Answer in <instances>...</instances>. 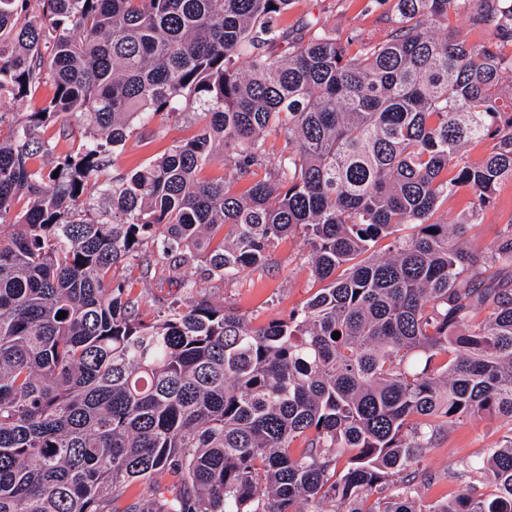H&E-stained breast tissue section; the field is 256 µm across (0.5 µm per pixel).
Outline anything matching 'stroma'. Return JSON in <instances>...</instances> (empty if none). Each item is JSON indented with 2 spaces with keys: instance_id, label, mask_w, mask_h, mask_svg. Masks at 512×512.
I'll list each match as a JSON object with an SVG mask.
<instances>
[{
  "instance_id": "obj_1",
  "label": "stroma",
  "mask_w": 512,
  "mask_h": 512,
  "mask_svg": "<svg viewBox=\"0 0 512 512\" xmlns=\"http://www.w3.org/2000/svg\"><path fill=\"white\" fill-rule=\"evenodd\" d=\"M393 6V0H294L282 22L297 37L306 35V22L315 19L339 42H346L354 34L378 40L388 30ZM194 121V113L187 108L138 127L109 168V175L125 174L160 157L172 144L191 137ZM472 202L468 191H459L439 214L449 224L476 214V224L466 234V245L485 253L500 230L512 223V180L497 184L492 200L481 210H473ZM124 277L133 294L141 299L144 319L153 317L159 300L170 302L178 297L176 289L163 286L160 276L143 274L140 268L126 271ZM319 287L311 274L308 245L300 235L292 234L276 242L266 267L248 269L225 281H200L194 296L235 308L254 323L264 324L304 306ZM511 437L512 422L493 415L465 419L442 431L424 462L429 478L420 484L423 504L462 493L469 482L463 473L465 461Z\"/></svg>"
}]
</instances>
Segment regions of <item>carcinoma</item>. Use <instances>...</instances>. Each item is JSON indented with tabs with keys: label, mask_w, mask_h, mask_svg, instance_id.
I'll list each match as a JSON object with an SVG mask.
<instances>
[{
	"label": "carcinoma",
	"mask_w": 512,
	"mask_h": 512,
	"mask_svg": "<svg viewBox=\"0 0 512 512\" xmlns=\"http://www.w3.org/2000/svg\"><path fill=\"white\" fill-rule=\"evenodd\" d=\"M292 3L0 0V100L54 86L0 126V512H512V438L466 463L471 490L417 491L439 429L512 421V277L485 276L512 274V224L474 255L473 217L437 216L512 179V0H396L381 40L345 44L292 37ZM451 13L492 37L428 33ZM182 104L194 134L109 177ZM65 116L80 146L47 171ZM272 132L288 153L258 179ZM219 157L227 178L201 179ZM296 232L324 286L288 318L193 300ZM145 260L188 298L149 322L116 276ZM473 198L467 190H461L450 198L439 210V215L447 224H457L471 213Z\"/></svg>",
	"instance_id": "cac0c4a2"
}]
</instances>
